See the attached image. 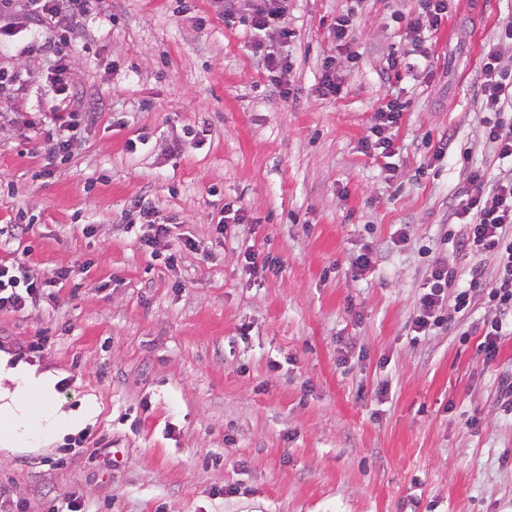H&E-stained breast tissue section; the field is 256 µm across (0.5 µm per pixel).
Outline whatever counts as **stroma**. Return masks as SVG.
<instances>
[{"label": "stroma", "mask_w": 512, "mask_h": 512, "mask_svg": "<svg viewBox=\"0 0 512 512\" xmlns=\"http://www.w3.org/2000/svg\"><path fill=\"white\" fill-rule=\"evenodd\" d=\"M190 2L102 0L72 37L76 103L96 118L51 163L9 120L47 110V64L24 54L28 30L0 39V67L31 74L0 94V226L30 227L0 237V261L69 271L40 305L0 312V353L54 375L61 411L97 406L0 452V512L71 497L88 512H512L498 388L512 335L484 365L478 304L410 336L431 259L472 264L439 242L463 165L435 171L433 153L447 136L466 163L496 167L478 78L512 0H454L424 62L406 36L417 0H289L286 45L226 25L219 0ZM350 8L353 61L332 31ZM258 40L291 60L296 98L274 95ZM328 56L338 99L318 89ZM394 99L407 108L388 171L360 143ZM140 197L172 227L154 255L137 241ZM228 201L248 222L223 234ZM185 238L193 250L176 252ZM249 247L277 272L249 276ZM368 248L377 263L355 274Z\"/></svg>", "instance_id": "stroma-1"}]
</instances>
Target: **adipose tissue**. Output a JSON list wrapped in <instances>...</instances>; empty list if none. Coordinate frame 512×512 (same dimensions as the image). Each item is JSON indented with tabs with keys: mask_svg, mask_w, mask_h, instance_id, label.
I'll return each mask as SVG.
<instances>
[{
	"mask_svg": "<svg viewBox=\"0 0 512 512\" xmlns=\"http://www.w3.org/2000/svg\"><path fill=\"white\" fill-rule=\"evenodd\" d=\"M13 381L10 390L0 389V447L11 449L48 439L61 425L55 400L54 376L36 369L9 366L0 358V379Z\"/></svg>",
	"mask_w": 512,
	"mask_h": 512,
	"instance_id": "ef3b65f1",
	"label": "adipose tissue"
}]
</instances>
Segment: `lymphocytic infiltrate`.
Segmentation results:
<instances>
[{"label":"lymphocytic infiltrate","instance_id":"f902f5d3","mask_svg":"<svg viewBox=\"0 0 512 512\" xmlns=\"http://www.w3.org/2000/svg\"><path fill=\"white\" fill-rule=\"evenodd\" d=\"M419 11L407 24L413 50L425 56V45L448 16L451 0H418ZM100 0H0V36H9L18 26L36 25L46 34L34 38L26 47L29 57H49L51 69L43 94L50 114L23 120L25 132L42 137L47 158L70 154L77 129L92 122V113L73 108L71 48L68 29L83 26L99 9ZM222 12L227 19H247L256 32L272 35L280 43L291 42L295 32L285 20L288 0H225ZM480 87L484 105L491 113L484 122V136L501 162L499 172L467 168L465 188L454 205L444 231V243L456 252L475 257L466 272L438 260L430 267L427 286L420 296L419 310L412 321L415 335L426 336L444 328L441 311L445 299H452L458 314H468L475 296H482L496 315L484 321V339L480 344L484 364H493L498 356L500 338L512 332V117H504L502 107L512 100V71L500 67L495 48H487L480 67ZM403 105L391 102L375 109L370 134L361 142L364 153L383 159L395 156V132L402 119ZM463 225L454 233V225ZM495 254L498 265L486 273L478 257ZM67 270L51 276L13 262L0 263V312L20 311L35 305L43 285L66 279Z\"/></svg>","mask_w":512,"mask_h":512}]
</instances>
